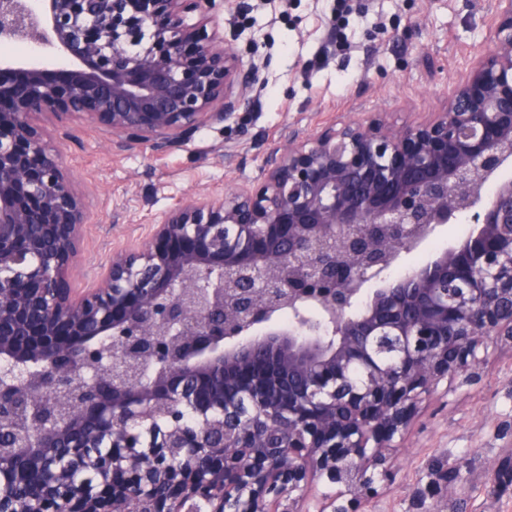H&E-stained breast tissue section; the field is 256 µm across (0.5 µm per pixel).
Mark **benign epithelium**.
<instances>
[{
	"label": "benign epithelium",
	"instance_id": "obj_1",
	"mask_svg": "<svg viewBox=\"0 0 512 512\" xmlns=\"http://www.w3.org/2000/svg\"><path fill=\"white\" fill-rule=\"evenodd\" d=\"M220 2L0 0L1 41L73 62L0 57V512H360L422 397L512 344V0L440 111L295 133L73 288L84 204L36 117L167 153L247 109L259 70L204 28ZM461 214L469 236L388 275ZM315 481L346 503L299 509Z\"/></svg>",
	"mask_w": 512,
	"mask_h": 512
}]
</instances>
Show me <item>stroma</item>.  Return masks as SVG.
I'll return each instance as SVG.
<instances>
[{"label":"stroma","mask_w":512,"mask_h":512,"mask_svg":"<svg viewBox=\"0 0 512 512\" xmlns=\"http://www.w3.org/2000/svg\"><path fill=\"white\" fill-rule=\"evenodd\" d=\"M492 0H227L207 25L243 67L260 69L255 106L224 126L202 128L163 157L149 146L120 151L89 119L65 120L52 145L85 201L76 288L94 286L113 247L134 244L175 203L256 179L289 134L314 133L336 114L384 112L402 125L436 111L474 55L490 42ZM471 230L467 216L440 226L407 255L422 265ZM512 349L489 348L483 379L426 402L395 453L394 481L362 512H512ZM457 473L452 497H428L435 470Z\"/></svg>","instance_id":"1"}]
</instances>
